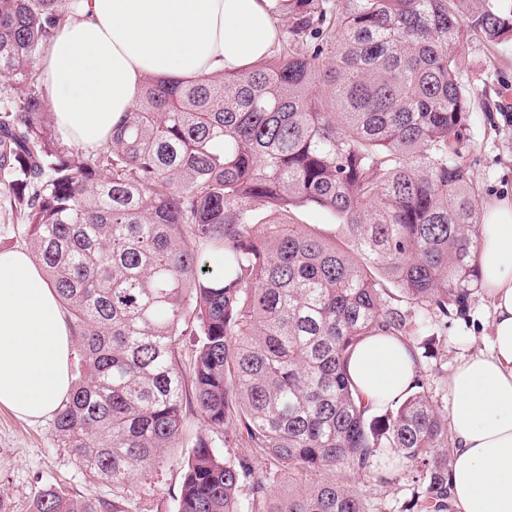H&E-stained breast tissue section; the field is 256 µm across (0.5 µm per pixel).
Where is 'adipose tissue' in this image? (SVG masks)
<instances>
[{
    "mask_svg": "<svg viewBox=\"0 0 512 512\" xmlns=\"http://www.w3.org/2000/svg\"><path fill=\"white\" fill-rule=\"evenodd\" d=\"M40 60L61 137L103 143L133 111L145 77L192 80L238 73L277 46L278 0H74ZM493 318L490 350L449 374L454 512H512V202L485 205L472 252ZM72 339L53 288L29 253L0 251V406L38 420L70 389ZM348 372L371 411L412 385L403 341L361 342Z\"/></svg>",
    "mask_w": 512,
    "mask_h": 512,
    "instance_id": "ef3b65f1",
    "label": "adipose tissue"
}]
</instances>
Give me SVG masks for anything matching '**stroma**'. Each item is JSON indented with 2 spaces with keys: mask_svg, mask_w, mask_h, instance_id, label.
Segmentation results:
<instances>
[{
  "mask_svg": "<svg viewBox=\"0 0 512 512\" xmlns=\"http://www.w3.org/2000/svg\"><path fill=\"white\" fill-rule=\"evenodd\" d=\"M465 53L467 66L459 80L474 98H488L492 109L472 113L464 159L477 184L479 204L512 201V43L494 46L476 36ZM491 318V306L478 291L465 318L427 320L416 335L418 355L439 374L428 393L441 410L451 403L442 376L462 358L488 351L484 332ZM187 455V448L169 449L156 470L139 478L138 488L152 512H175ZM46 485L80 499L112 497L111 485L88 478L71 450L57 441L53 417L30 422L0 406V512H31L35 492ZM356 487L372 512H399L414 483L409 472L397 471L386 484L371 475L357 477Z\"/></svg>",
  "mask_w": 512,
  "mask_h": 512,
  "instance_id": "stroma-1",
  "label": "stroma"
}]
</instances>
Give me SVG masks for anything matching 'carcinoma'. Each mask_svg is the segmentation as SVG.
I'll return each instance as SVG.
<instances>
[{"label":"carcinoma","mask_w":512,"mask_h":512,"mask_svg":"<svg viewBox=\"0 0 512 512\" xmlns=\"http://www.w3.org/2000/svg\"><path fill=\"white\" fill-rule=\"evenodd\" d=\"M68 18L65 0H0V188L81 353L55 436L112 500L45 487L33 512H145L137 477L192 416L205 432L176 512H369L349 481L399 469L415 483L402 512H452L428 370L376 417L348 362L373 334L411 343L404 302L444 321L469 306L459 74L470 35L512 41V0H288L274 54L238 75L147 77L93 150L58 137L38 90ZM311 205L340 234L297 223ZM317 470L339 476L303 481Z\"/></svg>","instance_id":"carcinoma-1"}]
</instances>
